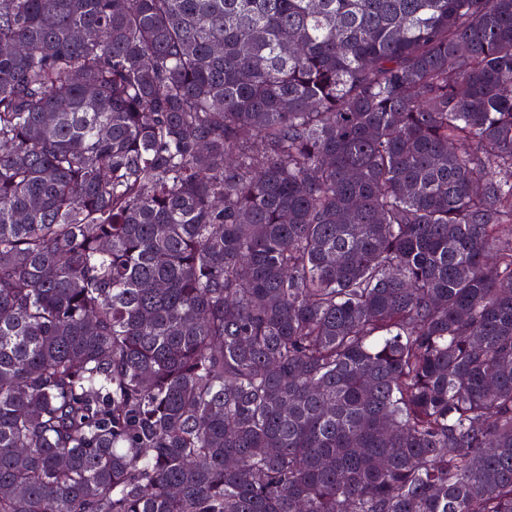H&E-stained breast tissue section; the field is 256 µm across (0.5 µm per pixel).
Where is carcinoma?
<instances>
[{
    "instance_id": "1",
    "label": "carcinoma",
    "mask_w": 512,
    "mask_h": 512,
    "mask_svg": "<svg viewBox=\"0 0 512 512\" xmlns=\"http://www.w3.org/2000/svg\"><path fill=\"white\" fill-rule=\"evenodd\" d=\"M0 512H512V0H0Z\"/></svg>"
}]
</instances>
